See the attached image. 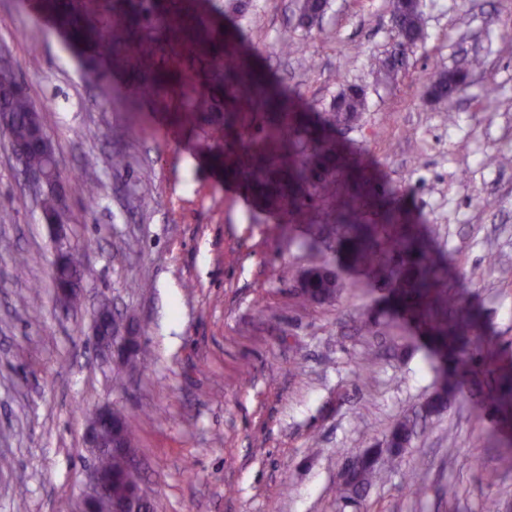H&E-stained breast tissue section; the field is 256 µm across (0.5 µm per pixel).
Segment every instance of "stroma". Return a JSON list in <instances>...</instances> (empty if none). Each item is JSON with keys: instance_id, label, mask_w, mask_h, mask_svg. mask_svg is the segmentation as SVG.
Returning <instances> with one entry per match:
<instances>
[{"instance_id": "35a3bbf8", "label": "stroma", "mask_w": 512, "mask_h": 512, "mask_svg": "<svg viewBox=\"0 0 512 512\" xmlns=\"http://www.w3.org/2000/svg\"><path fill=\"white\" fill-rule=\"evenodd\" d=\"M246 3L251 64L301 108L327 111L343 82L364 87L367 110L343 143L407 192L404 219L452 255L449 290L465 289L512 364V40L501 37L512 0H423L425 36L388 87L369 59L395 42L390 0H330L308 32L290 0ZM289 32L303 54L279 55ZM3 57L43 108L85 273L80 305L57 303L50 229L0 135V512H73L94 463L85 431L103 406L139 424L134 464L154 512H483L490 498L512 512V469L483 443L497 423L471 385L430 432L379 461L365 494L343 498L347 465L440 382L391 318L358 331L384 283L341 272L336 301L296 306L300 273L339 270L336 252L302 247L304 229L282 233L283 214L225 182L167 114L143 126L115 111L27 0H0ZM474 57L467 86L428 98L432 73ZM117 151L129 160L118 172ZM90 154L92 205L81 193ZM104 304L137 324L147 359L101 355L93 319Z\"/></svg>"}]
</instances>
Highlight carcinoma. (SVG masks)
Segmentation results:
<instances>
[{
  "label": "carcinoma",
  "instance_id": "obj_1",
  "mask_svg": "<svg viewBox=\"0 0 512 512\" xmlns=\"http://www.w3.org/2000/svg\"><path fill=\"white\" fill-rule=\"evenodd\" d=\"M327 5V0H294L297 26L311 30ZM243 9L241 0H38L34 5L121 111L140 120L151 112H174L198 128L200 143L214 151L225 177L244 184L260 203L295 220L321 210L349 267L382 279L397 310L417 321L433 354L456 360L448 390L433 393L393 428L391 456L447 410L468 384L475 354L493 375L487 400L501 424L511 426L512 366L501 363L492 340L478 331V314L448 293L449 258L430 248L421 229L399 224L402 191L383 188L388 205L383 223L370 224L360 199L345 197L336 186L344 174H361L359 164L337 147L334 132L358 125L366 111L364 89L346 85L327 112L293 110V95L268 86L241 51L244 35L224 25ZM391 23L401 52L371 61L385 84L397 79L406 53L423 39L422 0H391ZM432 87L437 98L446 99L458 91L457 76L440 74ZM41 111L22 82L0 83V131L21 153L24 167L46 177L40 206L44 217L59 218L66 189L54 149L29 145ZM341 288L338 278L329 286L313 282L296 293L297 303L328 301ZM116 422L133 447L134 421L119 411ZM99 465L112 475V502L133 509L139 477L130 460L104 456ZM374 472L375 460L361 459L343 492L365 491Z\"/></svg>",
  "mask_w": 512,
  "mask_h": 512
}]
</instances>
